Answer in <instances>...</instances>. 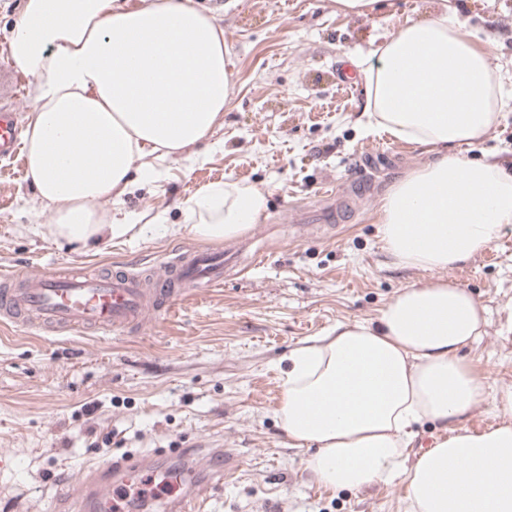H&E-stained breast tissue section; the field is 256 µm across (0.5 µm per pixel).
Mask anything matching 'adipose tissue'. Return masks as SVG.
I'll return each mask as SVG.
<instances>
[{
    "label": "adipose tissue",
    "mask_w": 512,
    "mask_h": 512,
    "mask_svg": "<svg viewBox=\"0 0 512 512\" xmlns=\"http://www.w3.org/2000/svg\"><path fill=\"white\" fill-rule=\"evenodd\" d=\"M36 80L23 133L26 174L52 208L47 232L79 249L134 232L100 204H122L157 161H203L233 94L224 30L193 0H24L10 37ZM367 110L391 136L437 149L398 180L379 210L384 249L402 267L445 269L512 226V171L456 154L478 143L503 101L488 56L440 14L412 22L362 70ZM267 210L263 189L207 185L184 221L157 233L233 239ZM483 309L459 284L404 287L376 322H340L295 348L278 411L317 483L359 489L405 476L408 512H512V425L436 440L412 466L419 426L468 413L487 394L461 352L481 336Z\"/></svg>",
    "instance_id": "ef3b65f1"
}]
</instances>
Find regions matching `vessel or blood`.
Listing matches in <instances>:
<instances>
[{
    "label": "vessel or blood",
    "mask_w": 512,
    "mask_h": 512,
    "mask_svg": "<svg viewBox=\"0 0 512 512\" xmlns=\"http://www.w3.org/2000/svg\"><path fill=\"white\" fill-rule=\"evenodd\" d=\"M13 78L0 72V158L11 159L20 152L17 110L11 102ZM230 250L179 254L165 266L163 275L146 279L129 270L98 268L41 272L28 275L21 288L12 287L11 275L0 276V321H26L48 333L77 330L124 332L144 326L147 317L171 313L173 302L183 290L221 284L225 269L234 267ZM234 456L212 459L213 471L205 482L192 480L182 470H168L163 482L172 486L163 501L164 512H204L203 501L211 489L222 484ZM151 463L150 456H128L119 462L95 466L85 482L63 484L59 496L70 512H113L123 488L139 482Z\"/></svg>",
    "instance_id": "vessel-or-blood-1"
}]
</instances>
